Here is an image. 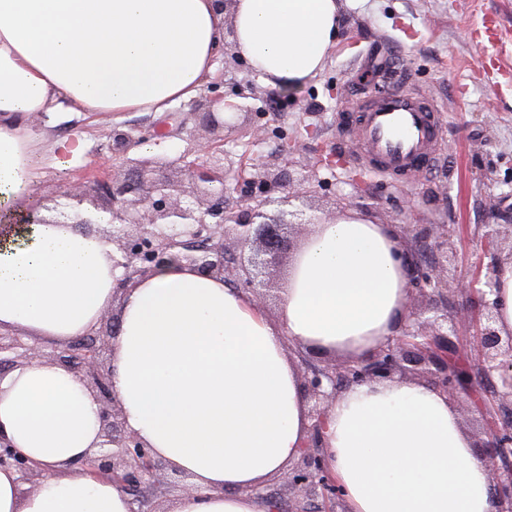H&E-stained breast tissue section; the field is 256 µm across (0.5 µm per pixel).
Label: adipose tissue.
<instances>
[{
    "mask_svg": "<svg viewBox=\"0 0 512 512\" xmlns=\"http://www.w3.org/2000/svg\"><path fill=\"white\" fill-rule=\"evenodd\" d=\"M233 29L268 86H300L340 32V0H0V211L34 204L41 162L63 168L81 138L39 146V113L163 112L196 97ZM393 228L346 216L314 225L295 254L278 320L248 292L171 263L128 287L112 384L128 429L195 493L168 512H268L258 496L297 458L308 420L288 348L362 357L400 335L407 270ZM112 244L70 224L0 236V328L64 344L111 309ZM98 405L79 377L33 363L0 371V431L41 470L27 492L0 468V512H135L78 461ZM326 463L347 512H493L488 464L456 405L424 383L339 392Z\"/></svg>",
    "mask_w": 512,
    "mask_h": 512,
    "instance_id": "adipose-tissue-1",
    "label": "adipose tissue"
}]
</instances>
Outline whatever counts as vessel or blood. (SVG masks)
<instances>
[{
	"mask_svg": "<svg viewBox=\"0 0 512 512\" xmlns=\"http://www.w3.org/2000/svg\"><path fill=\"white\" fill-rule=\"evenodd\" d=\"M441 109L407 77L390 93L363 103L349 129L363 145L360 164L407 183L433 167L443 134Z\"/></svg>",
	"mask_w": 512,
	"mask_h": 512,
	"instance_id": "b4317fda",
	"label": "vessel or blood"
}]
</instances>
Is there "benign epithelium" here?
<instances>
[{"label":"benign epithelium","instance_id":"obj_1","mask_svg":"<svg viewBox=\"0 0 512 512\" xmlns=\"http://www.w3.org/2000/svg\"><path fill=\"white\" fill-rule=\"evenodd\" d=\"M201 120L209 136L198 151L214 163L189 161L166 154L128 158L127 173L110 179H87L63 186L68 203L48 209L51 219L31 212L10 218L14 224H76L112 242L116 263L123 269L115 288L121 300L130 283L158 267L178 261L200 275L226 279L237 272V285L254 301L264 303L260 277L267 258L294 250L286 228L313 224L294 203L311 193L309 177L284 180L267 162L241 183L242 203L224 207L229 188L224 184V125L213 112ZM127 132L113 133V150L123 155L135 142ZM487 225L483 255L473 276L448 277L455 243L446 224H405L398 256L408 272V298L426 301L424 308L406 309L400 335L392 337L365 358L339 363L324 356L305 361L300 388L306 398L308 435L299 456L283 475L291 497L262 495L274 512H336L344 504L336 481L323 464V433L330 402L341 390L358 383L420 381L478 415L487 426L486 440L474 452L491 463L495 512H512V333L497 327V288L501 264L512 259V214H498ZM234 244L229 250L226 241ZM423 242L441 255V262L423 267L408 241ZM455 301H448V297ZM117 314L103 315L92 331L64 346L29 342L22 334L0 335V370L35 362H50L79 377L99 407L100 432L96 448L80 461L90 473H107L134 501L137 512L149 504L145 490L166 461L127 426L112 389V341ZM0 467L29 480L40 475L30 459L0 432Z\"/></svg>","mask_w":512,"mask_h":512}]
</instances>
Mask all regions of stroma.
<instances>
[{
	"instance_id": "1",
	"label": "stroma",
	"mask_w": 512,
	"mask_h": 512,
	"mask_svg": "<svg viewBox=\"0 0 512 512\" xmlns=\"http://www.w3.org/2000/svg\"><path fill=\"white\" fill-rule=\"evenodd\" d=\"M339 42L323 71L300 87L263 85L248 63L225 46L213 78L196 100L164 112L56 113L35 121L46 142L81 136L83 156L64 169L40 166L35 199H57L64 180L87 169L123 168L112 153V131L154 138L132 147L130 156L193 152L204 133L199 115L212 100L241 107L224 131V172L235 181L241 160L267 159L291 176H311L313 213L328 221L345 203L368 197L361 216L375 224L447 225L457 253V272L470 274L481 253L485 225L512 207V0H341ZM502 19L500 31L475 41L484 15ZM389 60L444 112V148L435 167L403 185L357 163L358 146L343 122L377 85L376 68ZM266 129L263 142L254 126Z\"/></svg>"
}]
</instances>
